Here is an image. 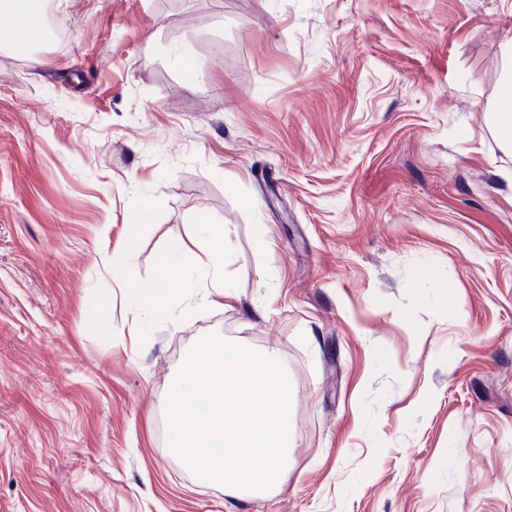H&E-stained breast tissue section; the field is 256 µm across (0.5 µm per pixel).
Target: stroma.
<instances>
[{
  "instance_id": "obj_1",
  "label": "stroma",
  "mask_w": 512,
  "mask_h": 512,
  "mask_svg": "<svg viewBox=\"0 0 512 512\" xmlns=\"http://www.w3.org/2000/svg\"><path fill=\"white\" fill-rule=\"evenodd\" d=\"M0 47V512H512V0H50ZM189 51L196 72L181 65ZM202 224L236 299L131 285ZM216 332L292 383L280 489L167 444ZM31 0H2L0 2V14H8L12 18L19 20L21 26L19 28H11L8 32L7 38L9 44L1 42V45H6L12 49L29 53L31 45V36L39 33L42 28V18L38 10L34 11L31 7ZM7 4V8H5ZM4 10L8 12H4ZM504 90L510 91V98L506 102L499 99L495 112H493V123L502 143L512 146V69L507 70L501 78ZM136 253V232H130L124 260L112 264V279L118 288H130L126 280L125 269L134 259ZM134 296L140 301L147 302L153 313L161 312L165 309L167 303V294L161 284L152 281L151 283L141 285L139 288H132Z\"/></svg>"
}]
</instances>
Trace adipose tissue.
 <instances>
[{
    "mask_svg": "<svg viewBox=\"0 0 512 512\" xmlns=\"http://www.w3.org/2000/svg\"><path fill=\"white\" fill-rule=\"evenodd\" d=\"M4 11L18 22L17 27L11 28L7 35L11 48L21 52L28 51L32 35L43 28L41 16L32 9L31 0H0V13ZM208 242L209 247L201 256L186 244L177 243L167 249L159 259L160 281L136 288L135 297L148 303L152 312L163 311L167 294L161 286L162 281L183 279L191 271L199 269L211 278L209 288L205 289L201 297L203 303L220 306L224 301L233 299L234 287L224 275L227 253L223 227L210 230Z\"/></svg>",
    "mask_w": 512,
    "mask_h": 512,
    "instance_id": "obj_1",
    "label": "adipose tissue"
}]
</instances>
